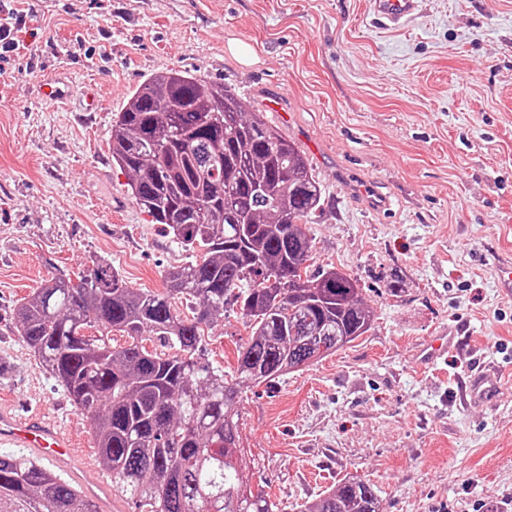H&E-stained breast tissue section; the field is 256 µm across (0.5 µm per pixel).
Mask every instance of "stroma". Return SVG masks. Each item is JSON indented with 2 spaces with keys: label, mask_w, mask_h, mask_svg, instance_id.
I'll use <instances>...</instances> for the list:
<instances>
[{
  "label": "stroma",
  "mask_w": 512,
  "mask_h": 512,
  "mask_svg": "<svg viewBox=\"0 0 512 512\" xmlns=\"http://www.w3.org/2000/svg\"><path fill=\"white\" fill-rule=\"evenodd\" d=\"M11 7L25 17L18 50L0 55V400L55 417L95 453L89 418L22 342L14 310L96 258L155 293L188 262L110 152L132 91L188 71L232 88L306 154L325 198L312 264L355 278L374 314L348 347L243 387L253 490L294 512L354 476L382 512H512V296L497 276L512 263V0H419L397 27L374 0H0V16ZM54 82L66 96L50 102ZM90 91L101 111H87ZM274 99L288 123L267 112ZM448 326L461 350L422 366L421 344ZM250 334L238 311L215 321L213 366L233 370ZM480 360L498 394L470 408L456 380Z\"/></svg>",
  "instance_id": "obj_1"
}]
</instances>
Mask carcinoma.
Listing matches in <instances>:
<instances>
[{
	"instance_id": "cac0c4a2",
	"label": "carcinoma",
	"mask_w": 512,
	"mask_h": 512,
	"mask_svg": "<svg viewBox=\"0 0 512 512\" xmlns=\"http://www.w3.org/2000/svg\"><path fill=\"white\" fill-rule=\"evenodd\" d=\"M112 163L134 202L190 253L165 273L180 287H129L105 260L78 283L58 277L23 298L17 333L90 418L116 491L137 512H276L241 491L238 389L210 364L204 326L237 307L251 329L236 346L237 383L271 386L371 330L357 280L310 272L307 224L323 205L305 154L238 96L186 71L141 83L112 125ZM185 307L188 313L180 311ZM125 345L112 344V332ZM159 340L147 350L144 336ZM0 512H100L32 457L0 453ZM297 512H380L374 485L346 477Z\"/></svg>"
}]
</instances>
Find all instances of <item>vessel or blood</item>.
<instances>
[{
	"label": "vessel or blood",
	"instance_id": "1",
	"mask_svg": "<svg viewBox=\"0 0 512 512\" xmlns=\"http://www.w3.org/2000/svg\"><path fill=\"white\" fill-rule=\"evenodd\" d=\"M417 8L418 0H376L379 19L393 26L411 17ZM455 344L456 335L451 330L431 337L420 352L422 364L436 365ZM461 393L466 402L475 406L487 405L493 399L492 387L477 368L462 382ZM0 447L26 449L33 456L55 461L70 480L82 479L81 468L75 463L74 444L53 417L36 413L20 420L7 406L0 404ZM85 491L101 504L104 512H110L112 480L109 476L99 477L86 486Z\"/></svg>",
	"mask_w": 512,
	"mask_h": 512
}]
</instances>
